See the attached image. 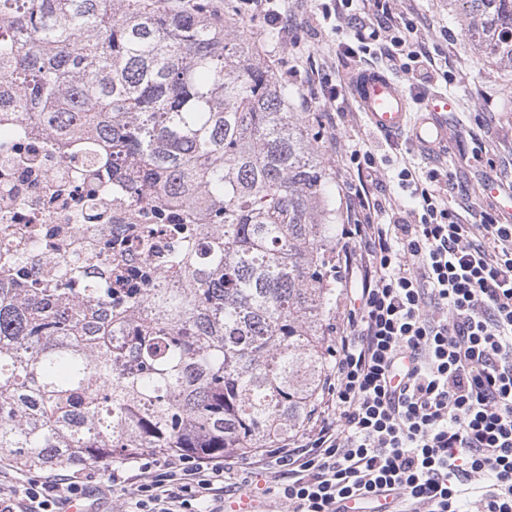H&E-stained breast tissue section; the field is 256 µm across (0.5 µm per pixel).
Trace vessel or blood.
Segmentation results:
<instances>
[{
  "instance_id": "1",
  "label": "vessel or blood",
  "mask_w": 512,
  "mask_h": 512,
  "mask_svg": "<svg viewBox=\"0 0 512 512\" xmlns=\"http://www.w3.org/2000/svg\"><path fill=\"white\" fill-rule=\"evenodd\" d=\"M352 90L374 130L394 134L410 129L415 146L429 156L447 146L448 114L452 105L446 97L431 98L421 112L411 114L404 90L378 71L359 73L353 80Z\"/></svg>"
}]
</instances>
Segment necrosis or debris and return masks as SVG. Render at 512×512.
<instances>
[{"label":"necrosis or debris","mask_w":512,"mask_h":512,"mask_svg":"<svg viewBox=\"0 0 512 512\" xmlns=\"http://www.w3.org/2000/svg\"><path fill=\"white\" fill-rule=\"evenodd\" d=\"M17 160L0 161V239L14 238L30 225L58 234L62 245L54 252L30 254L28 277L39 280L45 268L72 265L78 246L87 242H125L121 262L141 263L137 232L146 204L128 203L111 194L88 197L83 181L67 176L66 165L57 158V143L48 136L32 133L17 144ZM95 200L98 217L86 221L81 207Z\"/></svg>","instance_id":"1"}]
</instances>
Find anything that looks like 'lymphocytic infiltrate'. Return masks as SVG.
<instances>
[{
    "instance_id": "1",
    "label": "lymphocytic infiltrate",
    "mask_w": 512,
    "mask_h": 512,
    "mask_svg": "<svg viewBox=\"0 0 512 512\" xmlns=\"http://www.w3.org/2000/svg\"><path fill=\"white\" fill-rule=\"evenodd\" d=\"M413 21L384 11L356 34L400 66L415 89L439 73ZM396 184L409 219L374 223L381 200L358 189L337 237V281L351 306L320 401L303 429L234 456L144 451L109 469L129 489L126 512H224L260 490L289 512H512V224L460 221L439 170ZM97 468L0 483V512H63L90 502Z\"/></svg>"
}]
</instances>
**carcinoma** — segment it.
<instances>
[{"label": "carcinoma", "instance_id": "1", "mask_svg": "<svg viewBox=\"0 0 512 512\" xmlns=\"http://www.w3.org/2000/svg\"><path fill=\"white\" fill-rule=\"evenodd\" d=\"M512 82V0H448ZM22 133L187 239L145 275L34 286L0 264V454L26 470L106 467L144 450L249 455L297 433L332 365L336 192L308 112L261 46L207 0H0V89ZM200 221L189 228L170 207Z\"/></svg>", "mask_w": 512, "mask_h": 512}]
</instances>
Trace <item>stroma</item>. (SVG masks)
<instances>
[{"instance_id": "stroma-1", "label": "stroma", "mask_w": 512, "mask_h": 512, "mask_svg": "<svg viewBox=\"0 0 512 512\" xmlns=\"http://www.w3.org/2000/svg\"><path fill=\"white\" fill-rule=\"evenodd\" d=\"M323 0H288L294 26L288 35L263 41V57L275 74L288 83L294 111L311 107L317 114L318 152L330 172L336 173V221L345 223V194L356 175L338 176L347 151L357 146L375 153L387 165L379 182L370 186L372 196H389V180L398 167L411 165L424 172L438 168L448 173L450 186L444 195L449 209H466L498 216L512 191V86L501 83L495 66L471 51L448 0H383L390 15H409L426 38V48L437 65L446 66L447 80L433 84L429 96H445L454 105L448 115V149L439 156L421 153L408 132L383 135L374 131L361 111L349 77L361 70H382L373 55L349 57L339 51L353 43L355 30L348 24L331 27L319 10ZM297 77H290L291 69ZM339 96L344 114L330 116V95ZM504 186L500 196L483 193V179Z\"/></svg>"}]
</instances>
